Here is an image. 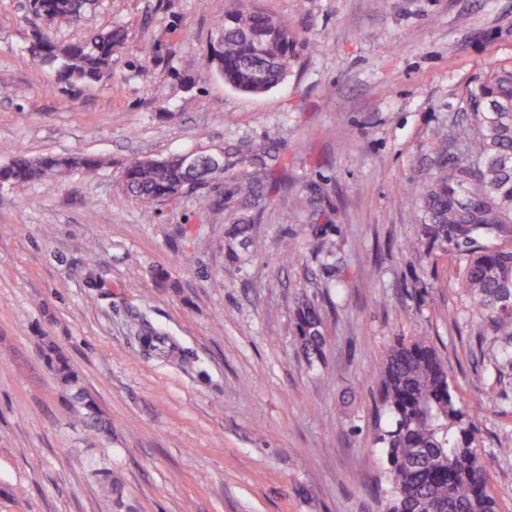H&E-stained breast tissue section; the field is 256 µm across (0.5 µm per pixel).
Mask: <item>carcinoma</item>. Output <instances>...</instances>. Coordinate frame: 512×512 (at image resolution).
Returning a JSON list of instances; mask_svg holds the SVG:
<instances>
[{
    "instance_id": "1",
    "label": "carcinoma",
    "mask_w": 512,
    "mask_h": 512,
    "mask_svg": "<svg viewBox=\"0 0 512 512\" xmlns=\"http://www.w3.org/2000/svg\"><path fill=\"white\" fill-rule=\"evenodd\" d=\"M37 17L56 15L78 24L94 0H29ZM219 39L221 65L215 72L224 84L255 93L254 76L271 90L286 77L297 45L288 25L251 11L224 16ZM124 34L111 29L84 41L63 43L49 29L36 34L32 52L38 61L55 66L72 88L109 76ZM471 126L460 136V154L452 166L437 168L430 184L410 189L424 204L428 223L421 241H446L456 246L480 240L468 254L459 286L486 319L493 334L512 340V248L497 241L512 237V68H497L470 93ZM100 161L90 155L30 158L15 153L0 165V185L41 183L48 177L91 175ZM126 191L145 203L183 194L190 174L176 154L163 159L131 156L123 163ZM297 340L308 357L322 355L324 336L318 308L307 298L295 303ZM44 358L61 383L73 391L68 404L74 418L95 435L112 436V422L103 419L81 387L78 373L53 342ZM380 384L389 426L377 438L385 457L389 486L386 512H498L490 494L485 465L473 448L468 412L434 346L426 336L400 338L372 369Z\"/></svg>"
}]
</instances>
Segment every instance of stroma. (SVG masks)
Segmentation results:
<instances>
[{"instance_id":"1","label":"stroma","mask_w":512,"mask_h":512,"mask_svg":"<svg viewBox=\"0 0 512 512\" xmlns=\"http://www.w3.org/2000/svg\"><path fill=\"white\" fill-rule=\"evenodd\" d=\"M247 10L298 36L286 80L260 94L203 70L225 14ZM116 27L111 79L75 92L29 53L45 28L70 42ZM504 66L512 0H99L78 25L0 0V165L103 161L51 192L0 186V512H383L372 367L419 335L512 512V367L458 286L467 252L404 248L425 217L408 187L457 159L471 91ZM243 142L271 148L281 188L237 194ZM188 150L224 151L223 184L150 204L126 192L128 156ZM242 221L264 253L234 235ZM302 296L321 311L319 359L296 340ZM141 324L164 350H142ZM46 337L111 440L70 417Z\"/></svg>"}]
</instances>
